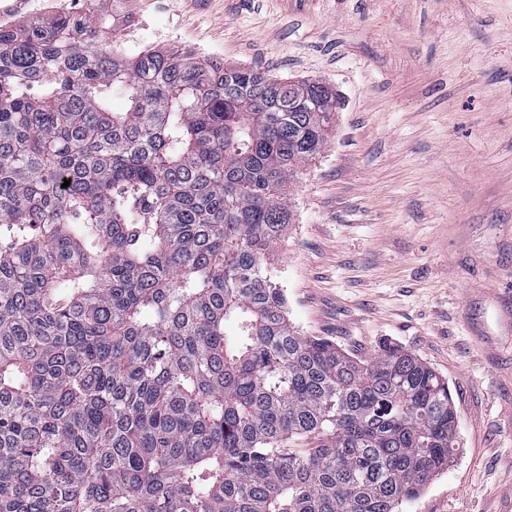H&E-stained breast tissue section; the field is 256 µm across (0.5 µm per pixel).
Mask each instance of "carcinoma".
<instances>
[{
	"instance_id": "carcinoma-1",
	"label": "carcinoma",
	"mask_w": 512,
	"mask_h": 512,
	"mask_svg": "<svg viewBox=\"0 0 512 512\" xmlns=\"http://www.w3.org/2000/svg\"><path fill=\"white\" fill-rule=\"evenodd\" d=\"M104 25H0V512H400L448 381L302 335L267 270L336 93Z\"/></svg>"
}]
</instances>
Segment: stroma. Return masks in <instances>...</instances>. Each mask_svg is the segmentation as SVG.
Wrapping results in <instances>:
<instances>
[{
  "label": "stroma",
  "instance_id": "obj_1",
  "mask_svg": "<svg viewBox=\"0 0 512 512\" xmlns=\"http://www.w3.org/2000/svg\"><path fill=\"white\" fill-rule=\"evenodd\" d=\"M113 11L128 54L316 80L340 97L288 189L271 263L306 336L382 342L448 380L459 451L402 512L512 501V0H28L0 22Z\"/></svg>",
  "mask_w": 512,
  "mask_h": 512
}]
</instances>
